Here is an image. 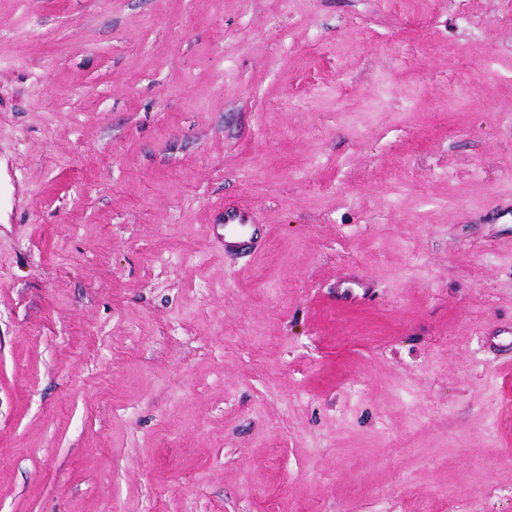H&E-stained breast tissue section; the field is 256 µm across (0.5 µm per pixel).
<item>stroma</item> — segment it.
Listing matches in <instances>:
<instances>
[{
    "instance_id": "35a3bbf8",
    "label": "stroma",
    "mask_w": 512,
    "mask_h": 512,
    "mask_svg": "<svg viewBox=\"0 0 512 512\" xmlns=\"http://www.w3.org/2000/svg\"><path fill=\"white\" fill-rule=\"evenodd\" d=\"M0 512H512V0H0ZM259 236L257 223L247 212L224 210V251L251 249Z\"/></svg>"
}]
</instances>
